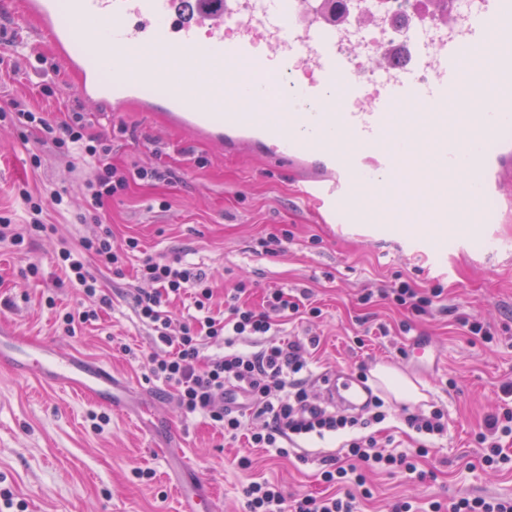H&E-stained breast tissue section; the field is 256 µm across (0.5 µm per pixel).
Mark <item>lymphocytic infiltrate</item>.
Returning <instances> with one entry per match:
<instances>
[{
    "label": "lymphocytic infiltrate",
    "mask_w": 512,
    "mask_h": 512,
    "mask_svg": "<svg viewBox=\"0 0 512 512\" xmlns=\"http://www.w3.org/2000/svg\"><path fill=\"white\" fill-rule=\"evenodd\" d=\"M0 120L15 126L38 130L53 143L59 155L80 154L88 158L92 174L86 182L87 197L94 206L120 195L129 178L150 183H168L171 170L163 167H141L126 173L111 162L110 140L88 132L80 113L69 120L54 122L44 113L33 111L27 99L9 98ZM26 207V223L18 225L11 215L0 213V240L23 246L26 231L46 227L42 195L21 189ZM139 242L129 238L124 243L112 241L110 228H102L80 237L77 244L63 243L56 261L65 277L80 288L86 302L80 307L57 312L56 322L67 333L77 324L96 320L110 299L103 294L98 270L122 275L130 255L137 252ZM137 273L149 283L147 291L136 296V311L154 332L159 344L148 360L150 374L170 388L179 408L188 415L208 417L226 437L246 436L251 447L271 448L287 455L286 444L292 437L329 434L345 435L342 457L331 458L321 473L332 493L316 497L307 495L287 500L281 487L267 481L250 482L243 489L247 512H358L355 495L348 483H363L365 473H414L416 466L404 453L379 451L371 425L385 420V403L374 399L373 413L366 418L317 411L306 413L308 395L303 387L306 372V348L303 343L280 337L281 322L301 313L302 302L281 290L266 295V307L259 310L242 302L245 283H237L224 301L222 316H214L211 308L213 289L209 275L181 259L165 260L153 256L142 258ZM191 300L195 310L179 330H172V318L166 308L173 299ZM237 389L248 399L246 410H232L224 405V393ZM506 400L500 412L489 417L476 441L484 448L482 462L496 467L508 461L501 446L503 438L512 437V385L502 389Z\"/></svg>",
    "instance_id": "f902f5d3"
}]
</instances>
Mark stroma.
Here are the masks:
<instances>
[{
    "mask_svg": "<svg viewBox=\"0 0 512 512\" xmlns=\"http://www.w3.org/2000/svg\"><path fill=\"white\" fill-rule=\"evenodd\" d=\"M17 0H0V52L21 42L44 61L15 75L0 74V88L27 97L54 121L82 112L91 133L113 139L112 161L135 169L160 165L173 172L171 183L130 182L123 194L99 209L115 243L137 238L141 255L181 257L215 280V309L224 291L237 282L250 290L248 301L261 306L266 290L295 294L308 290L321 316L290 320L284 331L301 340L318 338L308 360L306 381L325 371L370 376L376 365L395 369L415 383L422 398L406 405L384 394L388 408L382 436L414 456L416 473L368 474L365 486L350 484L360 512H389L393 503H410L429 512L431 503L460 493L512 499V439L503 443L506 464L480 465L483 453L475 434L503 404L502 387L512 383V257L491 251L486 228L467 243L440 237L445 267L410 250L412 240L393 224H324L314 202L300 197L292 171L263 161L229 158L212 145L183 137L148 112L107 111L83 102L77 78L62 71L35 23H21ZM41 165L32 168L31 156ZM91 171L80 157L65 158L50 140L0 121V210L22 214L15 188H63L76 205L84 203ZM48 229L22 248L0 243V322L19 335L38 339L61 352L111 367L127 389L117 409L81 395L21 379L0 365V490L9 489L14 507L0 512H178L173 489L183 467L213 495L215 512H246L244 487L267 479L288 497L321 496L329 488L318 475L322 458L342 455V439L298 437L280 457L246 440L231 442L209 419L185 415L171 391L151 377L147 359L154 338L136 316L133 294L139 286L140 257L132 256L124 277L102 271L101 287L112 295L97 321L57 330L52 310L40 306L54 294L58 308L82 298L54 258L60 238L77 239L88 226L57 212L44 199ZM285 236L275 256L256 253L257 239ZM39 274L30 277L28 266ZM401 272L421 292L440 289L427 312L417 313L391 300L363 303V296ZM493 327L492 342L469 335L464 319ZM426 340L436 363L420 369L403 352L414 338ZM440 408L447 435L427 456H418L420 437L408 428L405 411ZM251 465L239 466L240 456ZM151 470L140 479L136 470ZM371 499H363L364 489Z\"/></svg>",
    "mask_w": 512,
    "mask_h": 512,
    "instance_id": "stroma-1",
    "label": "stroma"
}]
</instances>
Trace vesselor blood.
Instances as JSON below:
<instances>
[{"label": "vessel or blood", "mask_w": 512, "mask_h": 512, "mask_svg": "<svg viewBox=\"0 0 512 512\" xmlns=\"http://www.w3.org/2000/svg\"><path fill=\"white\" fill-rule=\"evenodd\" d=\"M20 0L22 21L40 25L61 68L76 73L77 95L110 111L160 113L186 137L229 156L291 169L323 223L393 224L395 208L431 209L436 224L470 237L478 224L512 212V9L487 0L465 44L426 56L390 45L385 82L374 98L336 49V26L290 17L310 0ZM432 78H423L424 69ZM284 85L282 95L271 89ZM487 111L476 109L479 98ZM415 108L410 126L397 110ZM495 150H488L489 142ZM495 199L494 208L484 205ZM37 371L48 384L117 406L108 366L60 356L0 323V364ZM325 403L362 411L372 389L352 375L317 380Z\"/></svg>", "instance_id": "b4317fda"}]
</instances>
